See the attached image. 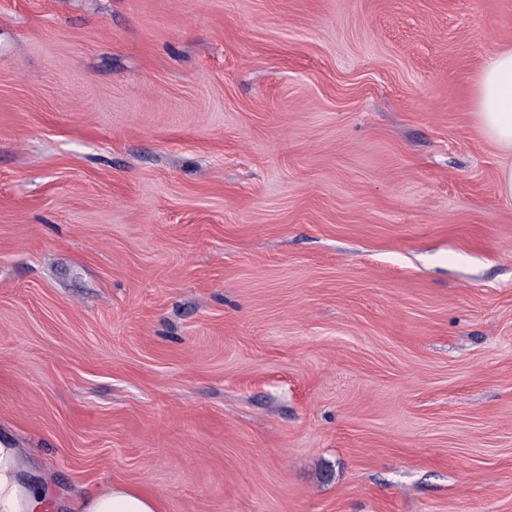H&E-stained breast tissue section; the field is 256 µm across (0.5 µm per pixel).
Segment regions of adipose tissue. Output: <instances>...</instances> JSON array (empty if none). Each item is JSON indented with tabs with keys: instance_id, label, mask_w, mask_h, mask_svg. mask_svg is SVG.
<instances>
[{
	"instance_id": "adipose-tissue-1",
	"label": "adipose tissue",
	"mask_w": 512,
	"mask_h": 512,
	"mask_svg": "<svg viewBox=\"0 0 512 512\" xmlns=\"http://www.w3.org/2000/svg\"><path fill=\"white\" fill-rule=\"evenodd\" d=\"M474 100L478 127L500 157L496 192L512 201V47L485 60L476 79ZM18 454V449L0 445V512H52L55 503L43 490L19 482ZM74 507L76 512H161L156 498L119 483L76 501Z\"/></svg>"
}]
</instances>
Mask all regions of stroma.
I'll list each match as a JSON object with an SVG mask.
<instances>
[{"instance_id": "35a3bbf8", "label": "stroma", "mask_w": 512, "mask_h": 512, "mask_svg": "<svg viewBox=\"0 0 512 512\" xmlns=\"http://www.w3.org/2000/svg\"><path fill=\"white\" fill-rule=\"evenodd\" d=\"M512 0H0V443L62 502L512 512ZM474 100L478 127L500 157L496 192L512 201V47L485 60L476 79ZM77 512H161L156 498L138 488L115 483L87 499L76 501Z\"/></svg>"}]
</instances>
